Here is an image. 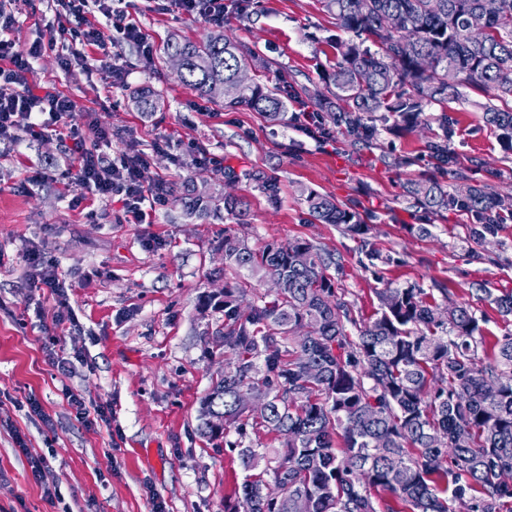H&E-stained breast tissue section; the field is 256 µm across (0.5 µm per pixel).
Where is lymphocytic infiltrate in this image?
I'll return each instance as SVG.
<instances>
[{"instance_id": "1", "label": "lymphocytic infiltrate", "mask_w": 512, "mask_h": 512, "mask_svg": "<svg viewBox=\"0 0 512 512\" xmlns=\"http://www.w3.org/2000/svg\"><path fill=\"white\" fill-rule=\"evenodd\" d=\"M15 2L0 0V147L11 150L23 138L39 142L67 137L68 152L77 162L70 179L81 194L118 200L129 223H154L165 193L162 182H145L144 152L134 150L108 160L101 148L110 144L111 129L97 124L82 129L72 121L74 101L53 84L34 79L36 63L48 52L56 54L62 71L71 73L86 70L87 49L106 54L129 43L149 58L153 42L113 0H56L57 24L19 50L9 37L17 24ZM95 12L103 17V24L89 21V14Z\"/></svg>"}]
</instances>
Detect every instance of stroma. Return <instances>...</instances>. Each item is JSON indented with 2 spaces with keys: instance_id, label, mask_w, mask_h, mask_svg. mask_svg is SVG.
I'll use <instances>...</instances> for the list:
<instances>
[{
  "instance_id": "1",
  "label": "stroma",
  "mask_w": 512,
  "mask_h": 512,
  "mask_svg": "<svg viewBox=\"0 0 512 512\" xmlns=\"http://www.w3.org/2000/svg\"><path fill=\"white\" fill-rule=\"evenodd\" d=\"M123 8L156 48L149 60L135 47L117 48L128 72L125 89L108 88L79 70L64 73L51 53L38 61L36 80L55 83L75 101L74 123L91 114L113 128L107 157L131 144L143 150L146 181L204 179L223 192V170L197 167L190 152L177 156L155 148L154 140L165 132L202 144L240 173L231 189L250 200V214L243 224L224 213L195 220L170 196L156 223L129 224L116 202L89 196L70 206L76 188L66 179L21 192L41 166H74L64 141L24 140L0 153V512H151L155 496L166 512H232L247 477L232 447L241 436L233 431L214 443L198 431L200 401L223 368L220 355L208 353L207 334L224 315L202 312L201 297L224 286L217 245L225 233L253 247L303 240L341 256L340 286L357 318H374L377 291L412 287L433 303L470 304L484 318L485 335L512 334V318L503 319L487 300L512 292V221L492 242L477 243L465 228L467 215L425 214L405 194L407 183L423 174H436L447 189L455 184L451 174L436 172L427 151L438 130L435 117L444 110L453 121L449 147L458 168L472 169V160H480L473 180L512 197V152L485 127L474 105L477 92L445 108L426 106L427 127L409 133L380 128L374 149H354L341 136L321 145L182 82L163 48L172 37L204 39L212 31L208 23L164 9L162 0H125ZM17 9L20 22L11 37L22 49L54 22L55 6L19 0ZM224 29L250 79L268 86L290 82L313 109L316 92L329 90L320 75L334 69L337 42L353 39L320 0H254L246 12L228 11ZM141 88L158 94L157 111L136 108L132 93ZM249 172L278 181L277 202L246 180ZM311 190L359 211L369 227L365 240L315 221L304 202ZM421 224L429 225V234L418 232ZM149 236L155 248L143 246ZM365 243L385 262L371 263L361 249ZM35 245L70 281L64 301L27 286L25 254ZM67 310L74 323H57V312ZM77 353L85 361L70 370L51 364ZM67 388L87 407L110 408V422L80 424L63 397ZM28 395L39 400L43 416L18 407ZM49 453L56 456L61 497L55 504L29 464L30 457Z\"/></svg>"
}]
</instances>
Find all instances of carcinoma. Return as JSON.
Returning a JSON list of instances; mask_svg holds the SVG:
<instances>
[{
    "instance_id": "1",
    "label": "carcinoma",
    "mask_w": 512,
    "mask_h": 512,
    "mask_svg": "<svg viewBox=\"0 0 512 512\" xmlns=\"http://www.w3.org/2000/svg\"><path fill=\"white\" fill-rule=\"evenodd\" d=\"M483 2L323 0L338 27L357 38L336 46L335 91L319 100L333 109V126L369 146L378 123L394 116L396 130H411L428 104L462 100L467 88L502 102L480 108L485 125L512 151V0H497L481 32L469 16ZM387 16L400 19L394 33L382 29ZM165 53L181 58L187 85L207 95L221 89L229 103L285 121L292 89L237 84L243 63L223 31L199 42H170ZM435 121L441 133L428 144L430 157L451 169L448 115ZM246 177L277 201L276 180ZM454 178L450 191L425 177L408 183L407 192L429 214L454 209L472 217L466 229L478 242L497 236L512 211L466 172L456 170ZM180 201L197 219L224 211L244 224L250 211L248 200L217 194L204 180L185 181ZM305 202L315 220L366 247L368 225L358 211L316 191ZM219 247L224 288L203 296L202 311L224 312L213 343L231 358L201 402L198 430L216 439L249 411L284 444L272 452L230 443L252 472L233 512H294L298 498L309 501L310 512H379L380 502L394 512L393 500L410 512H454L467 500L470 512H503L512 499V335L488 342L471 306L430 304L421 288L383 289L376 317L359 321L340 292L343 259L306 241L253 249L226 233ZM245 274L277 277L284 288L251 301L240 280ZM348 324L358 332L354 339ZM309 364L318 370L314 378ZM221 414L222 433L208 421ZM449 458L451 469L444 465Z\"/></svg>"
}]
</instances>
